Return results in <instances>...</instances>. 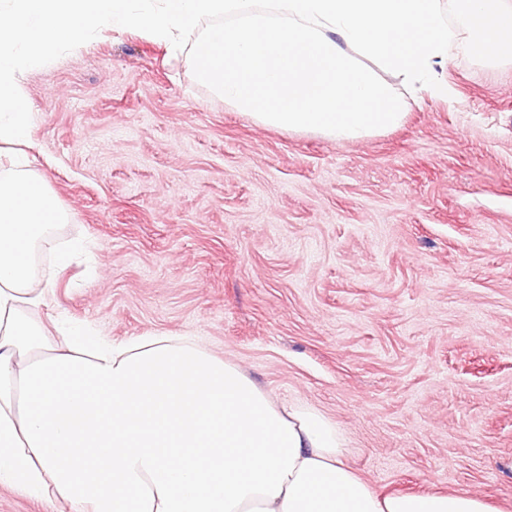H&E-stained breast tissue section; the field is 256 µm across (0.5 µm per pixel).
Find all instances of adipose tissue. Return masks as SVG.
Returning a JSON list of instances; mask_svg holds the SVG:
<instances>
[{
	"label": "adipose tissue",
	"instance_id": "1",
	"mask_svg": "<svg viewBox=\"0 0 512 512\" xmlns=\"http://www.w3.org/2000/svg\"><path fill=\"white\" fill-rule=\"evenodd\" d=\"M132 29L190 51L258 125L336 140L399 127L396 83L447 97L437 71L456 55L512 61V0H0V485L69 512H499L469 492L375 491L331 420L196 342L115 344L34 316L53 287L35 250L68 215L31 169L19 76Z\"/></svg>",
	"mask_w": 512,
	"mask_h": 512
}]
</instances>
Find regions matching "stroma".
I'll list each match as a JSON object with an SVG mask.
<instances>
[{
    "label": "stroma",
    "mask_w": 512,
    "mask_h": 512,
    "mask_svg": "<svg viewBox=\"0 0 512 512\" xmlns=\"http://www.w3.org/2000/svg\"><path fill=\"white\" fill-rule=\"evenodd\" d=\"M366 141L257 126L142 33L20 77L35 171L97 269L49 307L115 342L184 335L312 407L379 491L512 512V63L459 55Z\"/></svg>",
    "instance_id": "obj_1"
}]
</instances>
